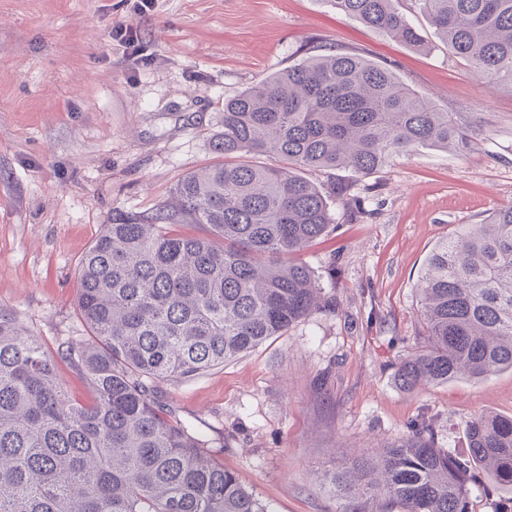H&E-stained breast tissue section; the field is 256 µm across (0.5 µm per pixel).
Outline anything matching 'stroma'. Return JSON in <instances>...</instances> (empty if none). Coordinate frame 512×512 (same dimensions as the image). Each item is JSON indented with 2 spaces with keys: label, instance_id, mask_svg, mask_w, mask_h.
I'll return each mask as SVG.
<instances>
[{
  "label": "stroma",
  "instance_id": "1",
  "mask_svg": "<svg viewBox=\"0 0 512 512\" xmlns=\"http://www.w3.org/2000/svg\"><path fill=\"white\" fill-rule=\"evenodd\" d=\"M426 47L396 43L326 0H0V307L48 350L84 335L77 273L114 214H147L217 162L224 101L318 54L355 50L431 96L467 133L362 174L313 171L335 224L299 259L328 306L224 366L159 383L174 410L269 512H347L318 481L378 454L414 421L467 451L465 424L512 418V371L406 391L394 367L423 342L425 260L460 224L512 205V91L488 90L415 7ZM139 28L130 54L112 28Z\"/></svg>",
  "mask_w": 512,
  "mask_h": 512
}]
</instances>
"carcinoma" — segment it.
Wrapping results in <instances>:
<instances>
[{"instance_id": "carcinoma-1", "label": "carcinoma", "mask_w": 512, "mask_h": 512, "mask_svg": "<svg viewBox=\"0 0 512 512\" xmlns=\"http://www.w3.org/2000/svg\"><path fill=\"white\" fill-rule=\"evenodd\" d=\"M398 0H326L390 40L423 49ZM448 47L491 91L512 89V0H416ZM467 135L389 68L335 50L224 99V161L187 174L172 201L118 213L79 263L87 335L52 356L0 308V512H269L192 429L159 401L183 380L281 336L324 306L296 257L334 218L306 171L368 173L421 145ZM267 157L268 163H259ZM194 224L202 235H178ZM425 346L399 362L405 390L512 371V206L461 224L431 250L419 285ZM81 372L93 400L71 401L56 359ZM468 453L435 445L431 423L325 477L366 512H471L486 477L512 494V418L466 424Z\"/></svg>"}]
</instances>
